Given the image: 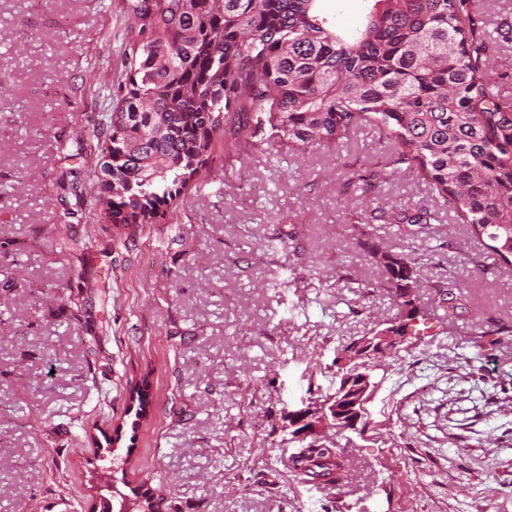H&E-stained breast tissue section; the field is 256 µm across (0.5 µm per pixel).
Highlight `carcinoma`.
Returning <instances> with one entry per match:
<instances>
[{"label":"carcinoma","mask_w":512,"mask_h":512,"mask_svg":"<svg viewBox=\"0 0 512 512\" xmlns=\"http://www.w3.org/2000/svg\"><path fill=\"white\" fill-rule=\"evenodd\" d=\"M136 17L139 59L123 105L102 129L112 152L105 187L112 223L153 224L202 167L221 125L241 116L269 126V138L305 152L338 146L370 125L393 163L420 172L468 234L512 265V111L482 73L470 0H374L358 35L347 36L318 0H124ZM400 235L428 233L436 213L387 208ZM358 245L382 273L397 307L386 329L424 317L423 282L405 255ZM453 325L470 299L448 278L434 284ZM484 336H512V324L478 317ZM292 469L339 483V449L313 440Z\"/></svg>","instance_id":"cac0c4a2"}]
</instances>
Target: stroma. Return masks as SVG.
Listing matches in <instances>:
<instances>
[{"label": "stroma", "instance_id": "1", "mask_svg": "<svg viewBox=\"0 0 512 512\" xmlns=\"http://www.w3.org/2000/svg\"><path fill=\"white\" fill-rule=\"evenodd\" d=\"M482 66L512 106V0H472ZM121 0H0V512H90L99 451L159 512H512V266L471 239L427 182L385 172L370 126L299 154L253 127L211 154L154 224L106 219L101 133L136 62ZM240 149L226 153L230 140ZM434 209L402 238L371 202ZM455 277L472 310L377 360L364 434L329 429L346 478L293 471L288 413L326 395L342 345L397 310L352 227ZM68 249H60V240ZM148 380L149 413L128 414Z\"/></svg>", "mask_w": 512, "mask_h": 512}]
</instances>
